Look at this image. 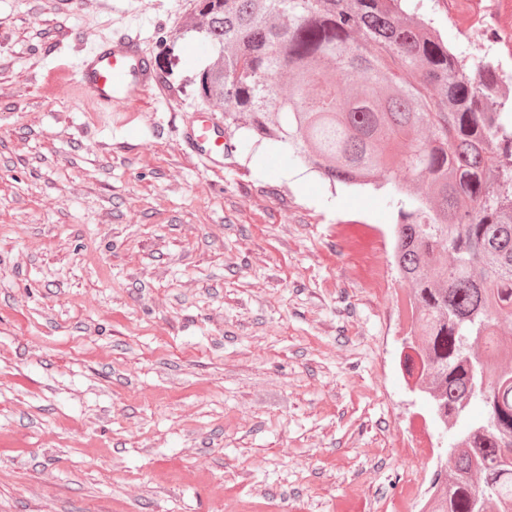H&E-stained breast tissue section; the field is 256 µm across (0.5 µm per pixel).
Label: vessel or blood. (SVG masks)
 <instances>
[{"mask_svg":"<svg viewBox=\"0 0 512 512\" xmlns=\"http://www.w3.org/2000/svg\"><path fill=\"white\" fill-rule=\"evenodd\" d=\"M159 81L138 39L118 35L95 47L68 73L69 86L88 94L98 105L135 101ZM184 145L214 165L224 162V129L210 115L194 120L182 133Z\"/></svg>","mask_w":512,"mask_h":512,"instance_id":"vessel-or-blood-1","label":"vessel or blood"}]
</instances>
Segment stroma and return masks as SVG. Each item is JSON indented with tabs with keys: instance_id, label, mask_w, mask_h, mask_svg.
Here are the masks:
<instances>
[{
	"instance_id": "stroma-1",
	"label": "stroma",
	"mask_w": 512,
	"mask_h": 512,
	"mask_svg": "<svg viewBox=\"0 0 512 512\" xmlns=\"http://www.w3.org/2000/svg\"><path fill=\"white\" fill-rule=\"evenodd\" d=\"M196 0H0V512H419L438 423L404 375L392 252L341 237L381 193L269 148L180 145L211 46ZM449 44L484 37L449 25ZM116 33L160 76L61 86Z\"/></svg>"
}]
</instances>
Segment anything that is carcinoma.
Returning a JSON list of instances; mask_svg holds the SVG:
<instances>
[{"label":"carcinoma","instance_id":"cac0c4a2","mask_svg":"<svg viewBox=\"0 0 512 512\" xmlns=\"http://www.w3.org/2000/svg\"><path fill=\"white\" fill-rule=\"evenodd\" d=\"M402 2L197 0L185 28L217 59L195 93L330 184L385 190L417 337L407 372L454 435L423 512H512V91L492 55L450 47L422 0Z\"/></svg>","mask_w":512,"mask_h":512}]
</instances>
